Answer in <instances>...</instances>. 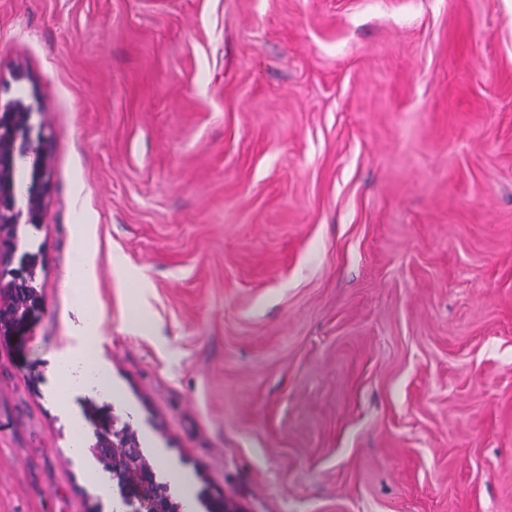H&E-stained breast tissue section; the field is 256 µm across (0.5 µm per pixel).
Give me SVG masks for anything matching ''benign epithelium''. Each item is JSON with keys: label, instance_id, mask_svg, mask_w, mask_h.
I'll use <instances>...</instances> for the list:
<instances>
[{"label": "benign epithelium", "instance_id": "7a95c632", "mask_svg": "<svg viewBox=\"0 0 512 512\" xmlns=\"http://www.w3.org/2000/svg\"><path fill=\"white\" fill-rule=\"evenodd\" d=\"M31 108L22 97L0 102V336L10 335L40 304L35 281L41 267L37 253L15 258L16 228L41 222L50 157L32 150ZM34 154L33 179L26 189L16 181L18 161ZM112 409L94 415L97 440L87 451L112 468V481L122 497L124 512H182L165 486L156 479L154 466L144 459L139 443L128 428L116 429Z\"/></svg>", "mask_w": 512, "mask_h": 512}]
</instances>
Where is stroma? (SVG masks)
<instances>
[{
    "instance_id": "35a3bbf8",
    "label": "stroma",
    "mask_w": 512,
    "mask_h": 512,
    "mask_svg": "<svg viewBox=\"0 0 512 512\" xmlns=\"http://www.w3.org/2000/svg\"><path fill=\"white\" fill-rule=\"evenodd\" d=\"M13 97L50 169L0 512H112L103 404L195 512H512V0H0ZM95 325L96 321L93 322V327ZM92 328L74 335L73 344L68 348L67 354L64 357L66 360L80 359L85 361L95 369L101 380L105 382L106 376L99 370V365L96 362L99 352V338L93 333Z\"/></svg>"
}]
</instances>
